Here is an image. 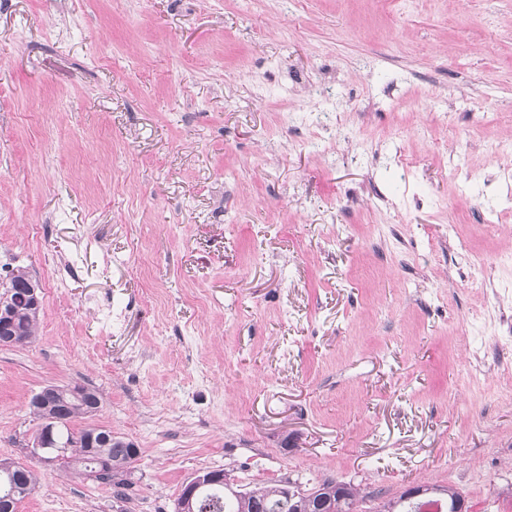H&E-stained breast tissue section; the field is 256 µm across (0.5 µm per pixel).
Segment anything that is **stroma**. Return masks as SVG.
<instances>
[{"mask_svg": "<svg viewBox=\"0 0 512 512\" xmlns=\"http://www.w3.org/2000/svg\"><path fill=\"white\" fill-rule=\"evenodd\" d=\"M506 168L512 0H0V290L42 300L0 347L17 512H172L222 469L512 512ZM48 384L136 445L126 499L36 455ZM35 280L26 267L18 266L11 270L8 286L0 293V346H17L31 342L38 332L41 308H35L26 294L31 297L36 306L40 305L38 288L29 283ZM28 287V290H27ZM12 319V320H11ZM21 332L22 336L12 325ZM25 336V338L23 337ZM36 486L35 472L25 465L0 459V499L1 496H10L16 512L17 504L30 495ZM217 481H223V479L216 471L206 472L187 481L175 502L174 512H193L194 499L198 490ZM419 490H423L424 496H421L419 498L413 499V500H407L406 493L407 491L403 492L396 500L390 499L383 505V512H422L421 508L432 501H441L443 505L447 506L448 504H452L453 502L462 499L461 495L452 487H433V488H425L422 489L420 487H417ZM432 490V493H438L442 495V497H435L428 495V491ZM406 503H412L415 504L414 510H405V504Z\"/></svg>", "mask_w": 512, "mask_h": 512, "instance_id": "obj_1", "label": "stroma"}]
</instances>
